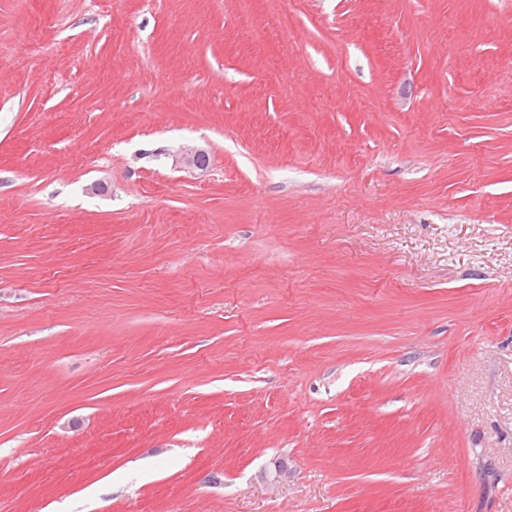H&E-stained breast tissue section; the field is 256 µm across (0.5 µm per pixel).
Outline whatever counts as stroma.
Masks as SVG:
<instances>
[{"label": "stroma", "instance_id": "1", "mask_svg": "<svg viewBox=\"0 0 512 512\" xmlns=\"http://www.w3.org/2000/svg\"><path fill=\"white\" fill-rule=\"evenodd\" d=\"M0 512H512V0H0Z\"/></svg>", "mask_w": 512, "mask_h": 512}]
</instances>
